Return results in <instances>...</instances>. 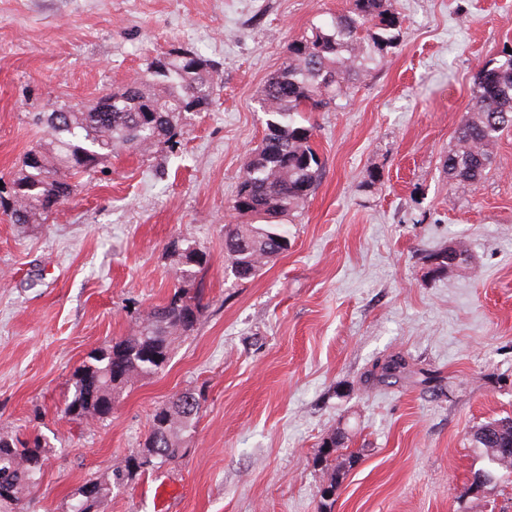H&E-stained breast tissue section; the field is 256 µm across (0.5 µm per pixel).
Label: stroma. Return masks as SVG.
I'll return each instance as SVG.
<instances>
[{
    "instance_id": "obj_1",
    "label": "stroma",
    "mask_w": 512,
    "mask_h": 512,
    "mask_svg": "<svg viewBox=\"0 0 512 512\" xmlns=\"http://www.w3.org/2000/svg\"><path fill=\"white\" fill-rule=\"evenodd\" d=\"M350 0H0V177L46 137L36 112L86 110L154 57L215 63L213 103L175 147L116 151L47 220L0 210V432L52 445L25 512H68L88 479L140 449L156 409L203 393L183 456L113 490L101 512H512V469L472 434L512 416V130L477 186L444 158L476 73L512 47V0H389L400 36L335 109L311 114L323 171L288 225L290 246L241 283L224 227L245 157L261 142L265 82L289 41ZM463 243L467 265L430 271ZM209 262L205 309L159 373L104 421L60 411L87 354L131 335L173 292L179 249ZM403 357L408 372L378 381ZM342 432L334 466L316 463ZM335 483L322 503L319 489Z\"/></svg>"
}]
</instances>
